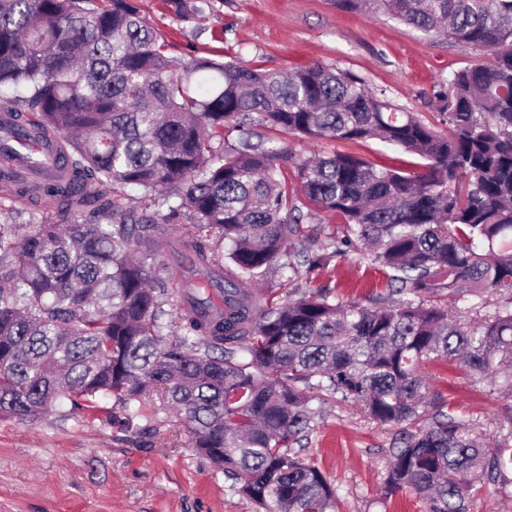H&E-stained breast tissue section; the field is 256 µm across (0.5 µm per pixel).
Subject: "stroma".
I'll return each instance as SVG.
<instances>
[{
  "label": "stroma",
  "mask_w": 512,
  "mask_h": 512,
  "mask_svg": "<svg viewBox=\"0 0 512 512\" xmlns=\"http://www.w3.org/2000/svg\"><path fill=\"white\" fill-rule=\"evenodd\" d=\"M137 3L171 55L221 54L274 72L315 63L348 70L442 133L448 126L434 99L437 83L491 61L481 48L346 12L335 0H209L188 20L166 0ZM280 140L300 160L342 153L385 167L419 162L377 139ZM293 285L303 292L328 287L337 300L364 303L384 291L386 276L370 257L348 252ZM421 371L477 430L495 432L498 415L512 405L455 364L428 363ZM316 411L302 455L337 488L339 512H420L412 496L388 501L380 494L390 430L353 407L320 404ZM231 483L193 448L177 414L154 398L125 406L102 396L92 411L66 401L33 421L0 417V512H256Z\"/></svg>",
  "instance_id": "stroma-1"
}]
</instances>
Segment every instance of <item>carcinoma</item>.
I'll return each instance as SVG.
<instances>
[{"label":"carcinoma","instance_id":"carcinoma-1","mask_svg":"<svg viewBox=\"0 0 512 512\" xmlns=\"http://www.w3.org/2000/svg\"><path fill=\"white\" fill-rule=\"evenodd\" d=\"M97 2L0 0V109L31 114L10 137L58 140L54 173L35 188L0 177V200L95 214L0 224V417L154 394L256 512H337L336 490L294 448L316 391L393 430L383 498L468 512L476 485L512 472V407L489 438L430 395L419 366L453 362L512 398V0H336L491 52L435 91L447 135L348 70L184 60L133 0ZM168 2L184 19L205 7ZM258 127L378 139L422 163L297 161ZM128 186L137 210L122 203ZM307 205L343 221L316 251L297 242ZM180 215L175 235L159 223ZM174 241L184 274L162 260ZM345 249L387 270V295L364 306L317 288L275 304L254 291L274 272L310 278ZM469 297L470 316L443 303Z\"/></svg>","mask_w":512,"mask_h":512}]
</instances>
